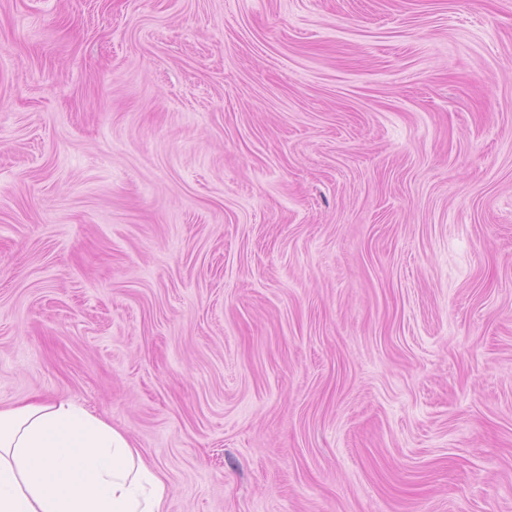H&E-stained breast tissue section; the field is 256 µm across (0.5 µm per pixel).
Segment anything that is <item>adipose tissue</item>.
I'll list each match as a JSON object with an SVG mask.
<instances>
[{"instance_id": "obj_1", "label": "adipose tissue", "mask_w": 512, "mask_h": 512, "mask_svg": "<svg viewBox=\"0 0 512 512\" xmlns=\"http://www.w3.org/2000/svg\"><path fill=\"white\" fill-rule=\"evenodd\" d=\"M165 492L136 446L83 405L0 407V512H164Z\"/></svg>"}]
</instances>
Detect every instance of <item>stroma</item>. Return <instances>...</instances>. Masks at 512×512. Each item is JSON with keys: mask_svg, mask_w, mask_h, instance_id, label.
I'll list each match as a JSON object with an SVG mask.
<instances>
[{"mask_svg": "<svg viewBox=\"0 0 512 512\" xmlns=\"http://www.w3.org/2000/svg\"><path fill=\"white\" fill-rule=\"evenodd\" d=\"M165 512H512V0H0V407Z\"/></svg>", "mask_w": 512, "mask_h": 512, "instance_id": "35a3bbf8", "label": "stroma"}]
</instances>
